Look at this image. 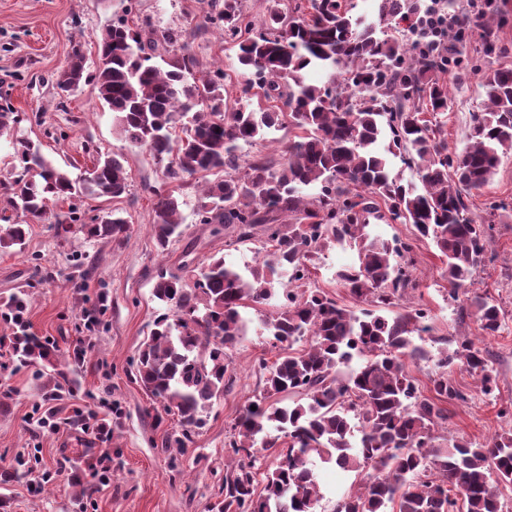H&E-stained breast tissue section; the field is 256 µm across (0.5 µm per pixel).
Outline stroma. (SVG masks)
Listing matches in <instances>:
<instances>
[{"label": "stroma", "mask_w": 512, "mask_h": 512, "mask_svg": "<svg viewBox=\"0 0 512 512\" xmlns=\"http://www.w3.org/2000/svg\"><path fill=\"white\" fill-rule=\"evenodd\" d=\"M129 12L159 30L182 29L201 68L218 66L226 73L227 100L241 96L236 49L206 25L200 0H0V104L10 105L19 118L12 133L0 136V180H9L14 171L12 140L18 136L39 145L74 176L91 169L97 153L121 155L130 183L119 199L79 194L51 207L56 214L77 208L86 223L95 214L119 210L130 225L129 238L120 245L78 231L61 235L52 221L10 213L12 221L30 230L24 246L0 249V302L12 295L25 299L31 332L58 347L69 383L47 396L42 364L22 365L10 355L6 343L13 329L0 319V466L19 468L15 481L0 486L6 501L0 512H208L224 482V443L231 424L262 394V366L277 358L262 326L276 301L244 308L247 334L225 357L233 386L206 409L204 425L183 448L170 444L180 434L176 417L164 414L161 403L135 379L139 350L166 311L153 296L157 270H176L185 259L198 267L214 256L242 269L258 254L253 242L225 247L224 235H212L210 226L198 223L200 183L169 182L149 151L120 134L94 85H83L64 101L55 95L54 72L76 50L95 61L104 28ZM464 81L446 117L448 148L457 153L466 146L472 113L485 102L478 77L470 74ZM158 190L174 194L184 218L181 241L164 254L151 231ZM494 202L506 203L507 209L495 221L490 260L478 269L475 288L499 303L504 313L500 333L482 335L475 318L464 312L466 298L449 299L438 254L425 242L414 247L419 286L399 302L403 308L422 306L431 316L430 333L418 340L431 358L412 369L420 390H428L433 357L448 337H473L493 362L497 388L491 397L482 395L466 372L454 371L467 399L451 403L448 423L436 427L443 445L461 437L482 443L512 426V420L498 415L512 406V153L491 183L472 196L470 211L485 216ZM354 256L353 250L337 246L325 251L311 282L356 310L359 301L334 280L342 261ZM318 470L316 510L334 512L355 476L331 463L319 464Z\"/></svg>", "instance_id": "35a3bbf8"}]
</instances>
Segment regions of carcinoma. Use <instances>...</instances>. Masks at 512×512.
Returning a JSON list of instances; mask_svg holds the SVG:
<instances>
[{
	"mask_svg": "<svg viewBox=\"0 0 512 512\" xmlns=\"http://www.w3.org/2000/svg\"><path fill=\"white\" fill-rule=\"evenodd\" d=\"M376 2L369 18L356 12L354 0H288L257 26L241 0H206V22L238 47L243 98L232 106L224 98V71L197 76L183 31L159 32L147 20L108 25L95 67L75 50L52 75L62 99L94 83L127 140L148 149L168 180L216 176L203 184L198 223L231 227L236 241L261 243L262 260L246 274L212 257L191 286L176 272L155 275L153 295L170 313L142 344L136 380L178 417L177 447L191 440L206 407L229 387L224 356L245 336L241 309L282 290L284 302L264 320L282 353L264 367V393L231 425L227 447L238 461L226 468L218 512H316V458L357 473V487L337 501L336 512H502L498 486L512 485L511 428L484 443L435 444V427L448 420L445 404L467 400L448 370L468 371L490 396L492 363L464 337L439 352L430 395L420 392L407 362L426 356L413 336L431 330L428 312L384 314L417 287L413 244L372 232L376 222L412 225L439 253L448 297L467 296L484 335L500 331L499 304L470 292L492 241L494 214L479 219L468 201L512 151V67L479 70L487 104L471 115L465 149L452 153L441 116L454 98L441 74L448 59L466 54L467 40L455 33L421 53L413 43L419 0ZM505 21L493 15L482 24L484 54L495 51ZM311 67L325 80L308 81ZM253 97L268 105L251 107ZM285 126L293 135L284 157L242 158L243 147ZM391 156L416 170L422 189L393 175ZM14 158L18 165L0 187L11 209L33 217L79 193L119 199L129 187L116 154H98L80 180L27 140H15ZM154 195L151 230L164 253L182 238L183 217L173 194ZM78 231L118 244L129 237L127 221L114 211ZM27 235L26 224L0 226V248L21 246ZM340 244L356 251L335 280L368 304L357 311L309 282V267ZM4 308L15 318L17 361L57 357L21 320L19 297ZM358 352L363 361L340 374ZM296 394L307 402L277 401ZM270 448L280 449L279 460L262 473L259 453Z\"/></svg>",
	"mask_w": 512,
	"mask_h": 512,
	"instance_id": "carcinoma-1",
	"label": "carcinoma"
}]
</instances>
